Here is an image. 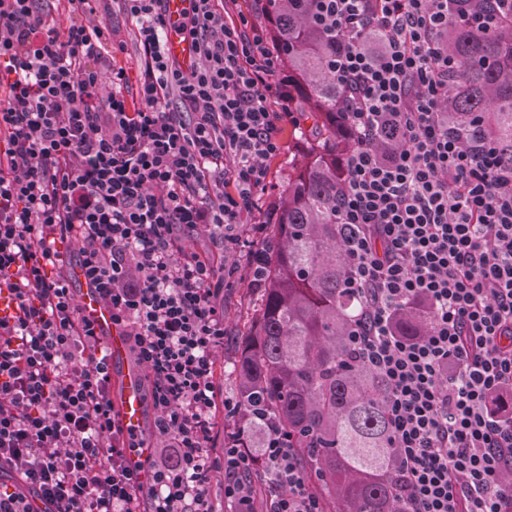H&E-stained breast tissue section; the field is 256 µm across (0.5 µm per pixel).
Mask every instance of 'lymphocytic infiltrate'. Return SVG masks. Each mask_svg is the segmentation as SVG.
Wrapping results in <instances>:
<instances>
[{
    "mask_svg": "<svg viewBox=\"0 0 512 512\" xmlns=\"http://www.w3.org/2000/svg\"><path fill=\"white\" fill-rule=\"evenodd\" d=\"M108 2L68 0L77 19L63 30L41 0H0V512H216L219 474L232 512H323L277 422L253 452L241 404L216 384L220 252L261 278L253 260L280 218L266 162L296 120L281 60L264 27L217 0H188L176 23L164 0H119L136 28L128 74L82 22ZM318 17L356 141L336 200L363 302L351 347L388 384L404 512H512V170L440 121L448 0H320ZM172 25L195 47L191 70L165 53ZM372 29L377 57L362 48ZM387 121L404 145L385 159L374 138ZM199 231L213 251L186 245ZM75 266L143 369L150 438L110 399ZM417 302L433 325L415 341L392 316Z\"/></svg>",
    "mask_w": 512,
    "mask_h": 512,
    "instance_id": "1",
    "label": "lymphocytic infiltrate"
}]
</instances>
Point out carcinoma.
<instances>
[{"instance_id": "1", "label": "carcinoma", "mask_w": 512, "mask_h": 512, "mask_svg": "<svg viewBox=\"0 0 512 512\" xmlns=\"http://www.w3.org/2000/svg\"><path fill=\"white\" fill-rule=\"evenodd\" d=\"M496 0H449L441 38L457 63L448 72L442 123L472 130L493 144L500 166L512 170V9L493 28L475 26ZM269 46L282 61L292 91L289 109L306 143L279 196L281 220L269 225L264 278L253 286L258 305L236 363L237 400L260 403L299 449L324 512H402L395 490L382 375L353 360L349 345L362 302L345 288L348 258L336 223L343 156L354 141L342 126L347 94L329 62L336 38L315 22V0H267ZM372 31L363 48L383 50ZM398 330L424 336L429 312L414 306L395 314ZM249 447L261 448L266 421H246Z\"/></svg>"}]
</instances>
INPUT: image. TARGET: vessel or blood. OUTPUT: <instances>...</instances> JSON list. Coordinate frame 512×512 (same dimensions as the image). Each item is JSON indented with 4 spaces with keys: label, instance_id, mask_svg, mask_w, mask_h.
I'll return each instance as SVG.
<instances>
[{
    "label": "vessel or blood",
    "instance_id": "b4317fda",
    "mask_svg": "<svg viewBox=\"0 0 512 512\" xmlns=\"http://www.w3.org/2000/svg\"><path fill=\"white\" fill-rule=\"evenodd\" d=\"M168 55L176 59L184 69L197 63V55L189 39L176 29H168L165 37ZM78 303L83 314L101 334L107 354L109 372L112 377L111 400L117 404L125 427L140 429L144 414V393L141 373L128 359L127 339L112 325V311L103 304L94 289L81 288Z\"/></svg>",
    "mask_w": 512,
    "mask_h": 512
}]
</instances>
